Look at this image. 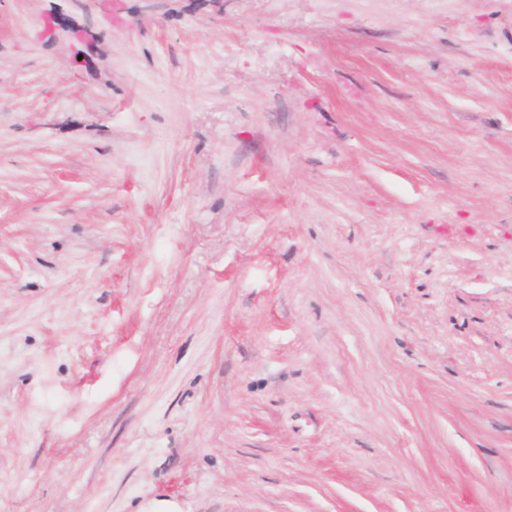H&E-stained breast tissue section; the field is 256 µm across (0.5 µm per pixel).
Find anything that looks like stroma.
Masks as SVG:
<instances>
[{
	"label": "stroma",
	"mask_w": 512,
	"mask_h": 512,
	"mask_svg": "<svg viewBox=\"0 0 512 512\" xmlns=\"http://www.w3.org/2000/svg\"><path fill=\"white\" fill-rule=\"evenodd\" d=\"M0 512H512V0H0Z\"/></svg>",
	"instance_id": "obj_1"
}]
</instances>
